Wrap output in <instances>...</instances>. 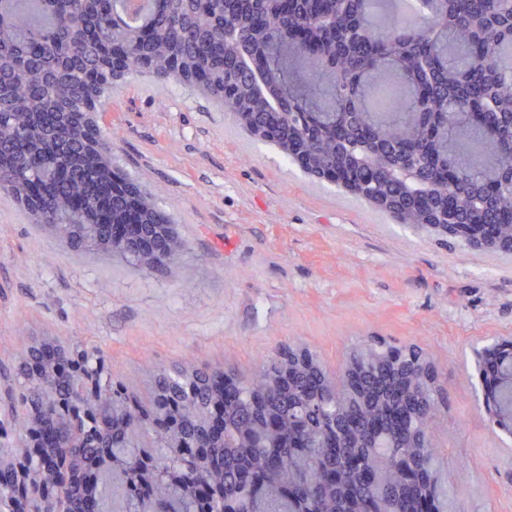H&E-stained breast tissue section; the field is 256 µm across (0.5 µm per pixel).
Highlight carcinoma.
Listing matches in <instances>:
<instances>
[{
    "label": "carcinoma",
    "mask_w": 512,
    "mask_h": 512,
    "mask_svg": "<svg viewBox=\"0 0 512 512\" xmlns=\"http://www.w3.org/2000/svg\"><path fill=\"white\" fill-rule=\"evenodd\" d=\"M117 0H0V186L38 224H167L149 193L112 170L90 141L108 145L86 105L98 106L128 79L149 74L193 87L231 112L244 126L273 137L290 161L390 213L399 224H482L512 251V0H415L413 14L391 27L375 23L386 0H340L326 20L312 16L308 0H149L142 22L115 9ZM255 47L262 76L257 86L237 48H224V29ZM83 362L98 365L99 391L134 407L128 417L162 407L191 442L182 460L168 457L157 429L112 434L110 448H71L66 439L32 460H58L73 486L27 491L0 488V507L31 512L32 496L56 500L75 512L102 492L101 472L125 475L112 489V512L150 499L157 512H353L361 498L373 512H448L455 487L440 474L439 451L409 448L392 435L368 448H330L347 438L345 418L320 369L294 375L256 405L250 393L277 380L272 358L244 381L236 402L222 409L224 438L208 441L181 415L191 404L211 403L206 385L167 380L147 407L112 384L95 349ZM60 399L47 426L87 438L101 430L72 416L69 368L55 360ZM416 359L405 357L386 372L375 361L356 362L351 382L367 395L409 383ZM490 392L501 408L512 404V385ZM22 414H33L37 390L19 382ZM413 430L429 429L438 412L421 394L404 405ZM269 416L299 418L308 446L276 440L245 448L246 424ZM358 459L410 461L424 491L391 482L373 487Z\"/></svg>",
    "instance_id": "carcinoma-1"
}]
</instances>
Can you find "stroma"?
Listing matches in <instances>:
<instances>
[{
    "label": "stroma",
    "instance_id": "1",
    "mask_svg": "<svg viewBox=\"0 0 512 512\" xmlns=\"http://www.w3.org/2000/svg\"><path fill=\"white\" fill-rule=\"evenodd\" d=\"M101 128L184 250L162 267L87 255L0 192V398L47 336L97 348L144 403L163 369L246 378L297 346L333 371L370 338L413 345L448 380L434 443L456 512H512V439L488 420L475 364L476 349L512 339L511 253L396 223L172 82L116 90Z\"/></svg>",
    "mask_w": 512,
    "mask_h": 512
}]
</instances>
